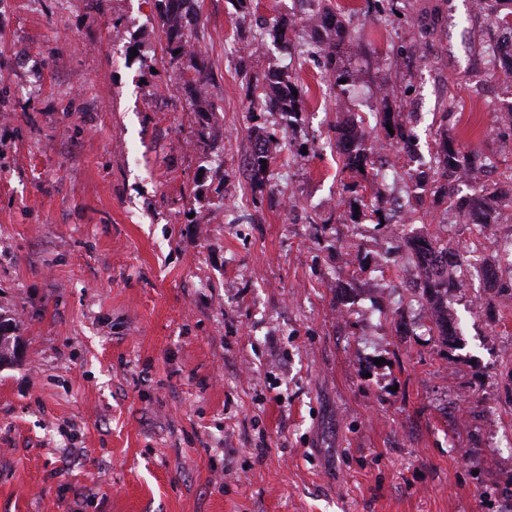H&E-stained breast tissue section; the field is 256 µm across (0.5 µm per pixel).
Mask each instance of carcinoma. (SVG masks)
<instances>
[{"label": "carcinoma", "instance_id": "obj_1", "mask_svg": "<svg viewBox=\"0 0 512 512\" xmlns=\"http://www.w3.org/2000/svg\"><path fill=\"white\" fill-rule=\"evenodd\" d=\"M163 22V31L172 60H177L191 50L185 27L191 12L188 0H157ZM319 13V28L312 30L306 43V53L320 57L325 77L331 89L348 91L341 80L347 78L346 71L339 65L337 46L349 36L352 15H341L327 3L314 0ZM483 10L495 14L501 26L512 28V0H484ZM207 73L196 69V78L189 84V94L203 111L208 109L204 96ZM248 87L261 90L256 96L257 109L264 112H282L295 115L299 112V99L292 94L293 85L289 75L269 71L262 75L248 76ZM376 125L382 130L392 128L390 139L402 145L407 157L414 158L415 142L408 123L401 112L377 113ZM336 149L344 168L360 173L369 162L370 148L365 144L364 134L354 125L336 126ZM491 167L493 163L477 151L455 145L443 137L430 153V161L408 173L405 193L408 199L423 201L429 196L431 203L449 205L450 212L461 224H470L479 234L492 224L499 223V200L505 194L512 195V168L498 173V181L489 188H462V175L473 169ZM397 250L403 253L417 269L419 281L415 291L422 303L432 311L433 324L429 328L441 344L454 346L458 342L456 321L448 314V295L462 285L467 276H476L485 286L499 293L512 291V265L502 268L493 260H471L448 246L438 236L422 234L402 239Z\"/></svg>", "mask_w": 512, "mask_h": 512}]
</instances>
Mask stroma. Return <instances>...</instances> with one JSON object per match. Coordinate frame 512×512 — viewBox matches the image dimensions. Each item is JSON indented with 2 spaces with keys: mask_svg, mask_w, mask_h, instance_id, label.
<instances>
[{
  "mask_svg": "<svg viewBox=\"0 0 512 512\" xmlns=\"http://www.w3.org/2000/svg\"><path fill=\"white\" fill-rule=\"evenodd\" d=\"M332 2L355 12L346 95L258 40L298 0H196L175 62L157 0H0V512H512V294L467 281L444 347L387 228L334 207L393 185L378 158L344 171L334 137L383 143L384 110L410 113L419 162L445 134L512 167L497 22ZM271 70L298 116L250 109ZM401 233L490 256L512 222L478 239L419 208Z\"/></svg>",
  "mask_w": 512,
  "mask_h": 512,
  "instance_id": "obj_1",
  "label": "stroma"
}]
</instances>
